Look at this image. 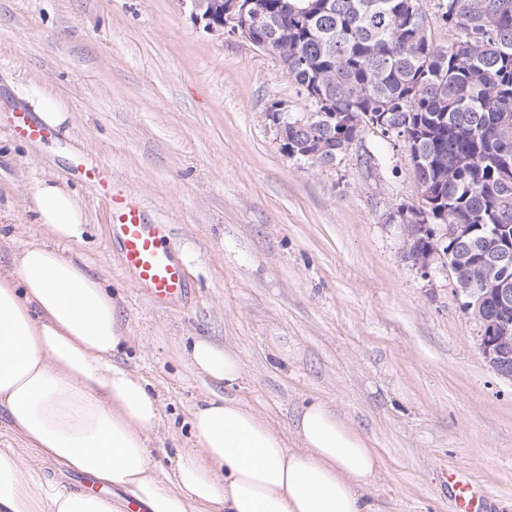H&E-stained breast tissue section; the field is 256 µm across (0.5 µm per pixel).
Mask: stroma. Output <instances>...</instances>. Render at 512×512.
I'll return each instance as SVG.
<instances>
[{"mask_svg": "<svg viewBox=\"0 0 512 512\" xmlns=\"http://www.w3.org/2000/svg\"><path fill=\"white\" fill-rule=\"evenodd\" d=\"M45 95L70 113L58 139H16L8 115ZM276 100L310 109L274 55L206 32L182 0H0V263L41 235L28 209L39 181L74 192L76 250L131 338L116 361L161 404L149 448L163 470L192 444V408L227 392L187 360L204 339L241 359L229 392L287 446L313 400L356 426L381 461L377 512H455L452 470L491 512H512V379L484 357L448 268L422 272L408 254L396 219L419 195L408 150L368 131L333 165L287 159L266 117ZM78 151L171 225L188 298L155 307L123 275L102 187L66 173ZM0 443L79 488L80 473L42 460L2 414Z\"/></svg>", "mask_w": 512, "mask_h": 512, "instance_id": "35a3bbf8", "label": "stroma"}]
</instances>
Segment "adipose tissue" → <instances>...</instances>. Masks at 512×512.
Here are the masks:
<instances>
[{"label":"adipose tissue","instance_id":"ef3b65f1","mask_svg":"<svg viewBox=\"0 0 512 512\" xmlns=\"http://www.w3.org/2000/svg\"><path fill=\"white\" fill-rule=\"evenodd\" d=\"M29 210L47 239L0 265V410L27 446L103 491L34 478L13 448H0V512H124L123 491L144 512H374L378 456L318 401L303 405L290 448L239 400L204 398L191 415L192 447L173 471L159 469L149 441L160 403L114 361L129 338L112 296L83 259L58 248L83 239L76 199L44 180ZM188 359L225 388L243 379L241 360L209 341H196Z\"/></svg>","mask_w":512,"mask_h":512}]
</instances>
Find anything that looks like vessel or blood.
Returning <instances> with one entry per match:
<instances>
[{"instance_id": "1", "label": "vessel or blood", "mask_w": 512, "mask_h": 512, "mask_svg": "<svg viewBox=\"0 0 512 512\" xmlns=\"http://www.w3.org/2000/svg\"><path fill=\"white\" fill-rule=\"evenodd\" d=\"M10 121L18 139L44 143L55 139L53 128L36 122L23 109L12 112ZM106 206V237L118 255L122 272L157 306L185 299L190 279L169 225L150 222L142 207L123 197L108 196ZM448 486L457 512H488L484 493L464 474L449 472Z\"/></svg>"}]
</instances>
